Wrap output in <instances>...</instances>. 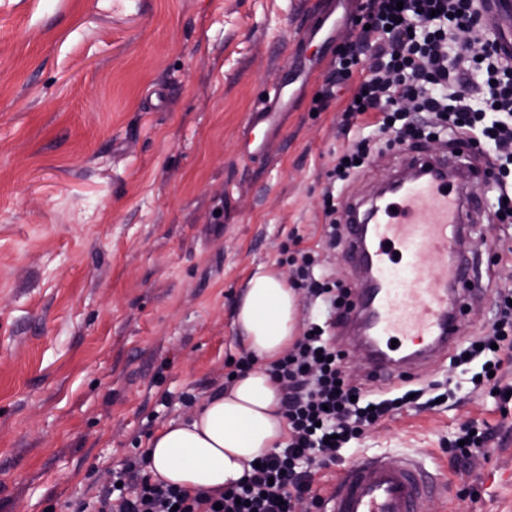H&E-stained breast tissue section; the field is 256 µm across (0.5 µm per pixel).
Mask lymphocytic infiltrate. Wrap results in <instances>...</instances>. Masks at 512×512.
<instances>
[{
  "instance_id": "obj_1",
  "label": "lymphocytic infiltrate",
  "mask_w": 512,
  "mask_h": 512,
  "mask_svg": "<svg viewBox=\"0 0 512 512\" xmlns=\"http://www.w3.org/2000/svg\"><path fill=\"white\" fill-rule=\"evenodd\" d=\"M361 10L367 25L361 39L374 50L376 61L344 109L346 128L367 122L378 133H393L395 140L409 144L421 138L423 128L444 126L449 141L490 142L497 157L512 161V61L492 47L480 58L457 50L456 67L448 65L452 28L465 22L477 37L490 34L478 0H366ZM481 69L487 74L490 106L503 116L501 124H482L469 104L467 76ZM405 97L419 100V123L398 124L394 103ZM376 146L366 138L353 141L329 171L322 196L328 237L336 235L331 219L337 183L362 167ZM313 265L310 253H302L293 284L306 289L310 300H322L328 318L309 321L302 338L271 368L283 388L285 448L261 457L242 481L218 495L153 481L145 456H135L113 474L112 485L91 500L73 502L72 512H296L306 502L321 503V494L313 489L311 463H336L338 451L365 427L423 392L374 400L353 383L347 373L349 355L337 349L335 337L350 291L329 276H315ZM476 361L485 375L512 362V297H500L489 330L453 357L458 367Z\"/></svg>"
}]
</instances>
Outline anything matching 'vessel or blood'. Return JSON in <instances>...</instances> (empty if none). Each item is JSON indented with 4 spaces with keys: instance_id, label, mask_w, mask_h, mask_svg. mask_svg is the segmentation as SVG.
<instances>
[{
    "instance_id": "obj_1",
    "label": "vessel or blood",
    "mask_w": 512,
    "mask_h": 512,
    "mask_svg": "<svg viewBox=\"0 0 512 512\" xmlns=\"http://www.w3.org/2000/svg\"><path fill=\"white\" fill-rule=\"evenodd\" d=\"M281 78L261 98L254 123H271L287 109ZM407 168H429L428 176L408 178L391 201L378 206L368 224H351L348 250L358 265L372 274L370 287L357 288L350 315L371 317L377 347L369 351L365 372L371 379L390 381L397 373L386 352L392 340L419 341L415 361H426L454 344L459 322L449 316L447 282L433 279L432 269L452 258L457 230L464 222L461 204L447 176L448 159L407 151ZM435 484L425 467L406 458L389 461L363 455L342 470L323 512H423Z\"/></svg>"
}]
</instances>
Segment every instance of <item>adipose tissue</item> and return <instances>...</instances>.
Wrapping results in <instances>:
<instances>
[{"label": "adipose tissue", "mask_w": 512, "mask_h": 512, "mask_svg": "<svg viewBox=\"0 0 512 512\" xmlns=\"http://www.w3.org/2000/svg\"><path fill=\"white\" fill-rule=\"evenodd\" d=\"M296 316L297 297L284 275L258 268L233 321L255 365L150 439L147 469L153 478L190 492L221 493L243 479L255 458L284 447L288 425L268 369L294 341Z\"/></svg>", "instance_id": "obj_1"}]
</instances>
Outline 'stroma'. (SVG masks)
<instances>
[{"label": "stroma", "instance_id": "1", "mask_svg": "<svg viewBox=\"0 0 512 512\" xmlns=\"http://www.w3.org/2000/svg\"><path fill=\"white\" fill-rule=\"evenodd\" d=\"M355 0H0V512H71L170 421L223 386L246 348L236 302L281 247L314 250L352 286L345 244L324 245L322 192L346 146L357 66L327 109L313 100L352 28ZM301 55L288 109L248 123L267 82ZM263 153H256L258 142ZM372 153L336 210L399 174ZM481 192L466 251L460 336L512 290V223ZM479 364L444 356L408 384L434 403L366 429L319 469L325 494L358 455H411L442 483L426 512H512V401L473 392ZM486 451L451 447L463 423Z\"/></svg>", "mask_w": 512, "mask_h": 512}]
</instances>
